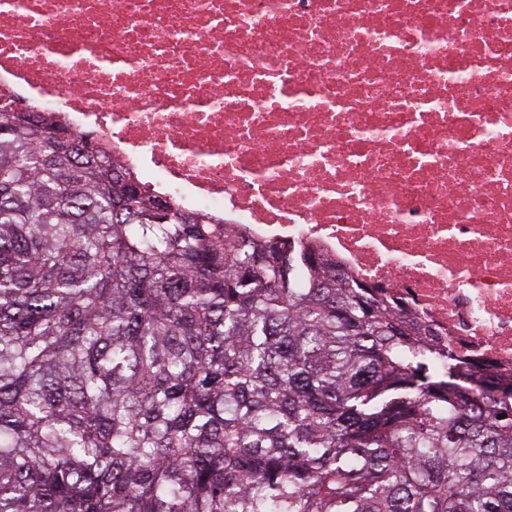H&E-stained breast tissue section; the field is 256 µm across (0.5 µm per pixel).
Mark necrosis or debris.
<instances>
[{
    "instance_id": "necrosis-or-debris-1",
    "label": "necrosis or debris",
    "mask_w": 512,
    "mask_h": 512,
    "mask_svg": "<svg viewBox=\"0 0 512 512\" xmlns=\"http://www.w3.org/2000/svg\"><path fill=\"white\" fill-rule=\"evenodd\" d=\"M0 98L512 377V0H0Z\"/></svg>"
}]
</instances>
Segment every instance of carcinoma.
Segmentation results:
<instances>
[{
	"instance_id": "cac0c4a2",
	"label": "carcinoma",
	"mask_w": 512,
	"mask_h": 512,
	"mask_svg": "<svg viewBox=\"0 0 512 512\" xmlns=\"http://www.w3.org/2000/svg\"><path fill=\"white\" fill-rule=\"evenodd\" d=\"M0 101V512H512V381Z\"/></svg>"
}]
</instances>
